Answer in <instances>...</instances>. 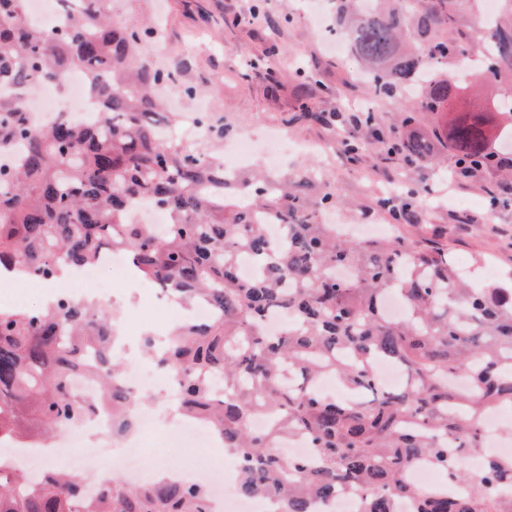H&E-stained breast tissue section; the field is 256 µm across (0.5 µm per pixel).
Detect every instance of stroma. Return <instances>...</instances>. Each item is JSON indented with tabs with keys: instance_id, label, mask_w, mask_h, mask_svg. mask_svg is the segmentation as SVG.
Returning a JSON list of instances; mask_svg holds the SVG:
<instances>
[{
	"instance_id": "stroma-1",
	"label": "stroma",
	"mask_w": 512,
	"mask_h": 512,
	"mask_svg": "<svg viewBox=\"0 0 512 512\" xmlns=\"http://www.w3.org/2000/svg\"><path fill=\"white\" fill-rule=\"evenodd\" d=\"M137 2L129 20L161 22L170 60L223 115H235L238 129L264 123L303 145L285 168L292 175L311 170L335 186L348 201L339 211L342 223L390 224L379 204L386 195L394 207L410 203L418 216L417 223L400 225V234L447 247L474 283H485L492 274H512V199H507L498 171L452 184L445 164L410 166L375 144L351 157L325 123L300 117L301 109L323 115L342 103L373 110L385 129L397 113L408 110L410 101L374 98L359 75V58L326 49L313 32L309 8L299 7V0ZM479 7L480 0H457L453 29L463 53L433 65L449 79L456 112H491L501 96H512V61L501 62L502 77L493 83H469L461 75L466 60L490 47L494 28L512 26L511 7H502L491 27L480 23ZM407 175L419 186V196L411 200L402 191L388 195V185ZM479 254L487 264H475Z\"/></svg>"
}]
</instances>
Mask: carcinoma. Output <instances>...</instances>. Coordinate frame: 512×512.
<instances>
[{"label": "carcinoma", "mask_w": 512, "mask_h": 512, "mask_svg": "<svg viewBox=\"0 0 512 512\" xmlns=\"http://www.w3.org/2000/svg\"><path fill=\"white\" fill-rule=\"evenodd\" d=\"M24 0H0V83L23 88L83 72L93 98L103 101L93 121L58 118L36 128L22 104L0 96V152L18 143L19 162L0 166V268L51 282L67 269L95 262L102 243L127 253L136 274L196 298L214 317L175 328L157 360L180 377L181 408L220 432L235 451L241 492L273 496L288 512H308L312 500L345 489L366 494L362 512H395L408 499L413 512H512V497L491 487L512 482V454L465 469L468 452L482 447L485 419L512 406V282L472 286L448 249L401 235L376 242L340 238L316 220L319 209L344 203L308 177L284 179L266 191L257 174L233 185L208 167L204 148L161 139L156 123L176 121L156 95L166 72L148 61V22H117L105 0H61L65 23L56 30L23 22ZM351 0H336V24L347 26L351 48L365 64L373 95L389 98L412 85L424 60L456 56L451 29L456 0H380L347 23ZM413 28L420 54L401 53L398 35ZM512 58V29H498L482 75L499 78V61ZM408 126L421 112L451 105L448 81L432 75L414 87ZM491 113L461 112L446 151L453 175L467 181L494 168ZM410 161L440 153L429 135L401 144ZM153 199L169 215L159 235L134 224L129 204ZM281 225L276 244L264 218ZM251 260L258 275L243 280L237 266ZM351 267L354 278L336 276ZM400 295L407 316L391 319L383 300ZM288 310L291 321L268 336L267 315ZM112 312L60 296L35 310L0 307V441L20 446L18 430L34 413L49 431L74 425L84 409L70 391L83 371L100 382L101 405L121 424L133 405L110 385ZM392 360L410 376L404 390L386 389L376 364ZM461 375L468 386L453 379ZM339 379L354 397L339 401L315 389ZM259 412L270 426L250 428ZM303 434L319 463L276 448ZM426 461L468 488L450 498L408 483L405 474ZM202 481L131 486L119 478L93 500L80 484L48 470L30 486L0 464V512H210Z\"/></svg>", "instance_id": "obj_1"}]
</instances>
